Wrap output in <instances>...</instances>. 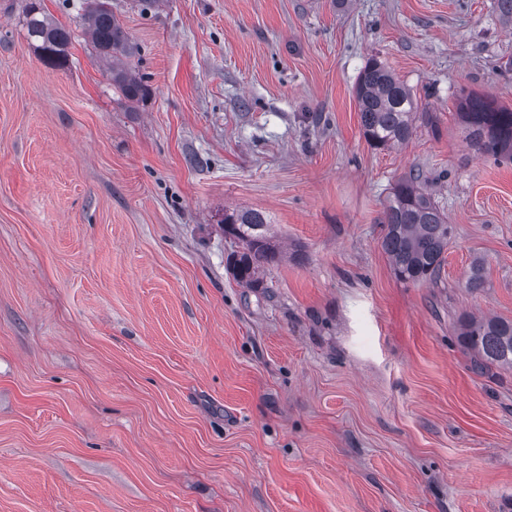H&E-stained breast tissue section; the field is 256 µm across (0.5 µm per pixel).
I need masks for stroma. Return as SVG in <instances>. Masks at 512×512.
<instances>
[{
	"label": "stroma",
	"mask_w": 512,
	"mask_h": 512,
	"mask_svg": "<svg viewBox=\"0 0 512 512\" xmlns=\"http://www.w3.org/2000/svg\"><path fill=\"white\" fill-rule=\"evenodd\" d=\"M27 2L0 0V512H512V370L456 340L512 320V162L457 115L512 108L493 0H111L133 110L82 0H41L64 70ZM372 56L422 104L405 145L363 135ZM413 169L454 228L420 285L380 246ZM228 209L285 250L264 287L233 276ZM26 26L29 37L40 42L35 49L42 59L54 68H67L70 33L48 17L40 1H29L26 5ZM109 0H90L83 17V30L98 59L107 67L112 86L129 102H140L148 88L143 77L125 59L134 55V46L122 24L108 8ZM110 5V4H109Z\"/></svg>",
	"instance_id": "35a3bbf8"
}]
</instances>
